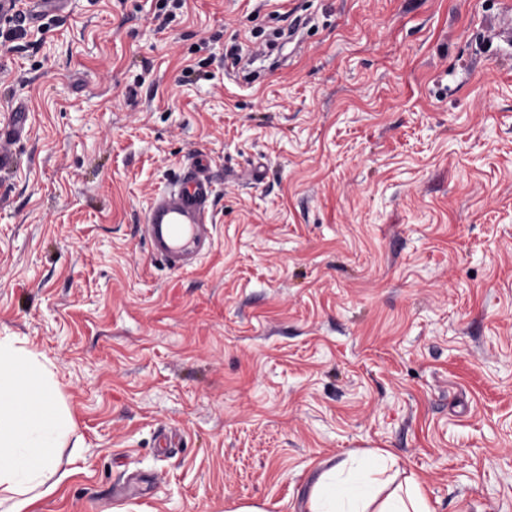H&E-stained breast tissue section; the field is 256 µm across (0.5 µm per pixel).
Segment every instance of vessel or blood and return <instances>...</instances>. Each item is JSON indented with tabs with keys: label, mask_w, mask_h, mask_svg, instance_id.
<instances>
[{
	"label": "vessel or blood",
	"mask_w": 512,
	"mask_h": 512,
	"mask_svg": "<svg viewBox=\"0 0 512 512\" xmlns=\"http://www.w3.org/2000/svg\"><path fill=\"white\" fill-rule=\"evenodd\" d=\"M28 133L26 116L16 113L0 120V171L15 163L11 147ZM214 185L207 160L192 156L182 175L156 197L146 215L145 234L152 254L172 270L185 268L186 256L200 245L202 230L213 203Z\"/></svg>",
	"instance_id": "b4317fda"
}]
</instances>
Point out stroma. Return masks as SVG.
<instances>
[{"label":"stroma","mask_w":512,"mask_h":512,"mask_svg":"<svg viewBox=\"0 0 512 512\" xmlns=\"http://www.w3.org/2000/svg\"><path fill=\"white\" fill-rule=\"evenodd\" d=\"M510 6L70 0L0 50V336L81 443L28 512H301L375 449L434 512H512ZM196 154L212 245L176 272L145 218ZM492 40L512 41V12L506 11L493 18L486 26ZM0 121V171L10 170L15 163V154L10 145L23 140L28 130L26 115L22 112H8ZM15 116V117H14Z\"/></svg>","instance_id":"35a3bbf8"}]
</instances>
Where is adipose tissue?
Segmentation results:
<instances>
[{"instance_id":"adipose-tissue-1","label":"adipose tissue","mask_w":512,"mask_h":512,"mask_svg":"<svg viewBox=\"0 0 512 512\" xmlns=\"http://www.w3.org/2000/svg\"><path fill=\"white\" fill-rule=\"evenodd\" d=\"M73 430L45 356L16 337H0V512H27L42 497ZM396 464L384 451L327 467L307 512H433L415 476L393 484Z\"/></svg>"}]
</instances>
